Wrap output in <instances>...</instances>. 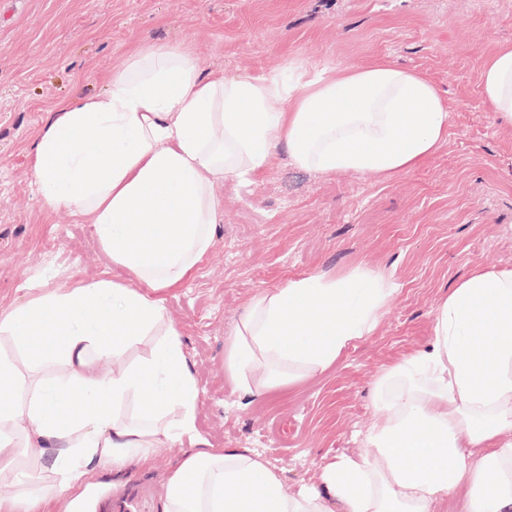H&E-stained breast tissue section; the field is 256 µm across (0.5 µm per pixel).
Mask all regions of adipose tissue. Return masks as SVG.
Wrapping results in <instances>:
<instances>
[{"label":"adipose tissue","mask_w":512,"mask_h":512,"mask_svg":"<svg viewBox=\"0 0 512 512\" xmlns=\"http://www.w3.org/2000/svg\"><path fill=\"white\" fill-rule=\"evenodd\" d=\"M481 95L512 124V44L488 55ZM449 110L425 75L384 61L210 77L172 45L133 50L101 94L59 103L34 143L42 202L94 225L137 285L46 286L0 313L11 512L50 500L82 512L72 490L89 466L125 471L197 440L200 389L163 294L213 244L217 182L258 185L282 145L306 170L393 177L446 143ZM399 292L363 265L260 289L225 344L224 373L251 401L314 378L373 334ZM147 336L150 356L126 366ZM373 397L383 419L362 453L316 482L290 490L259 453L202 448L169 476L164 512H432L461 491L469 512H512V270L479 268L453 288L430 341L386 368Z\"/></svg>","instance_id":"1"}]
</instances>
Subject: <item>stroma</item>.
Masks as SVG:
<instances>
[{
	"mask_svg": "<svg viewBox=\"0 0 512 512\" xmlns=\"http://www.w3.org/2000/svg\"><path fill=\"white\" fill-rule=\"evenodd\" d=\"M512 43V0H0V313L34 283L136 280L95 228L43 206L36 136L62 100L102 92L104 74L142 45H178L204 74L257 72L301 58L339 68L381 60L424 74L448 100V141L414 169L326 176L287 149L263 182L227 180L214 244L188 281L165 295L198 379L196 430L212 448L262 452L289 488L315 482L336 457L361 450L380 418L373 385L426 343L439 302L476 268L512 269V127L480 94L484 60ZM400 286L376 331L321 376L241 408L224 345L260 289L357 264ZM185 439L125 472L95 468L84 512H162L168 474L193 451Z\"/></svg>",
	"mask_w": 512,
	"mask_h": 512,
	"instance_id": "obj_1",
	"label": "stroma"
}]
</instances>
